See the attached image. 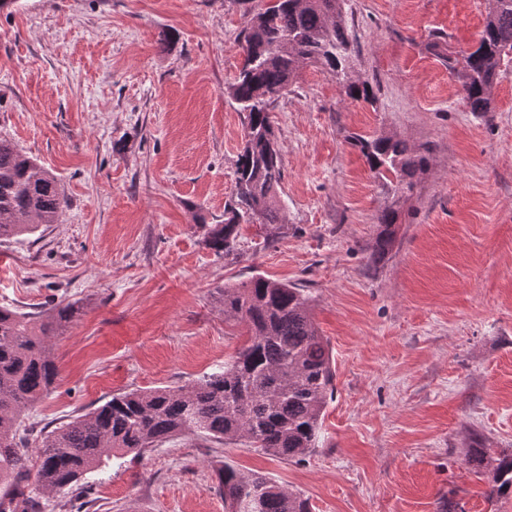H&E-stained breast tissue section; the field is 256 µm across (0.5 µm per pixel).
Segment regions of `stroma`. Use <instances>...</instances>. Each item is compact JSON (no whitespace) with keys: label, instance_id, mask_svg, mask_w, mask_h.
Returning a JSON list of instances; mask_svg holds the SVG:
<instances>
[{"label":"stroma","instance_id":"obj_1","mask_svg":"<svg viewBox=\"0 0 512 512\" xmlns=\"http://www.w3.org/2000/svg\"><path fill=\"white\" fill-rule=\"evenodd\" d=\"M258 0H17L0 11V138L52 171L60 223L0 242V307L80 315L52 337L60 376L26 423L55 428L112 395L190 384L245 340L224 286L256 273L303 289L336 363L318 448L303 461L243 444L172 439L87 474L89 512H225L217 473L256 472L312 512H512L474 437L512 453V64L471 112L440 41L476 46L487 0H345L354 77L303 67L272 114L284 229L223 223L244 144L225 93ZM175 33L166 41V33ZM393 135L428 157L412 191L384 188L355 135ZM391 255L369 262L384 209Z\"/></svg>","mask_w":512,"mask_h":512}]
</instances>
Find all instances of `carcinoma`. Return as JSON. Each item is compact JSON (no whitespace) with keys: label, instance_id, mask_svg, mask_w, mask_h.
<instances>
[{"label":"carcinoma","instance_id":"cac0c4a2","mask_svg":"<svg viewBox=\"0 0 512 512\" xmlns=\"http://www.w3.org/2000/svg\"><path fill=\"white\" fill-rule=\"evenodd\" d=\"M345 0H267L248 13L240 33L246 58L226 94L244 112L245 144L235 166L224 223L209 229L206 245L232 253L243 224L282 223L278 194L283 172L274 150L271 112L308 64L336 75L353 100L374 99L371 85L352 78L353 48L343 17ZM512 61V0H489L476 48L448 58L472 112L492 111L491 87ZM369 169L396 191H411L426 158L390 135L356 136ZM68 199L51 171L0 139V240L36 233L59 222ZM397 216L385 209L369 255L373 264L393 250ZM72 304L41 315L0 308V512H44L50 495L83 493L84 476L129 453L180 435L221 443L245 442L281 459H300L318 444L334 396L336 366L318 333L311 297L303 289L257 274L224 287V317L246 327L247 340L224 369L178 388L132 390L50 431L30 447L25 411L48 395L59 367L51 337L76 318ZM493 489L512 490V455L493 459ZM227 512H311L309 499L271 478L231 464L218 472Z\"/></svg>","mask_w":512,"mask_h":512}]
</instances>
